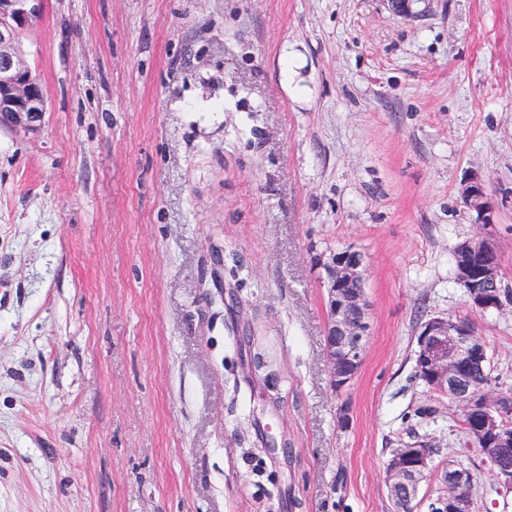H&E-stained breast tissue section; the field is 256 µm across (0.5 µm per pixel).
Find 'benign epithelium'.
I'll list each match as a JSON object with an SVG mask.
<instances>
[{
  "label": "benign epithelium",
  "mask_w": 512,
  "mask_h": 512,
  "mask_svg": "<svg viewBox=\"0 0 512 512\" xmlns=\"http://www.w3.org/2000/svg\"><path fill=\"white\" fill-rule=\"evenodd\" d=\"M46 0H0V121L27 131L38 130L46 112L42 80L26 62L21 44L24 31L44 15ZM470 210L482 227L493 224L486 190L478 178L462 191ZM457 281L467 289V301L479 312H499L506 303L500 297V256L486 235L464 240L455 248ZM327 280V348L332 387L343 391L360 370L370 330V304L365 291L367 261L363 252L352 248L337 251L322 263ZM414 350L418 379L430 393H439L458 404L461 413L475 415L468 425L470 438L482 443L477 448L499 490L512 493V466L495 453L512 447V401L490 388L477 389L468 373L484 368L486 346L471 323L462 317L431 316L417 327ZM437 447L415 440L396 448L385 465L388 495L403 508L417 512H474L466 483L468 472L453 463L441 473L442 488L436 494L419 497L421 485L432 472Z\"/></svg>",
  "instance_id": "7a95c632"
}]
</instances>
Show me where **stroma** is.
<instances>
[{
    "instance_id": "obj_1",
    "label": "stroma",
    "mask_w": 512,
    "mask_h": 512,
    "mask_svg": "<svg viewBox=\"0 0 512 512\" xmlns=\"http://www.w3.org/2000/svg\"><path fill=\"white\" fill-rule=\"evenodd\" d=\"M407 2L49 0L44 122L0 125V512H393L392 449L461 459L414 336L469 317L512 388V312L454 261L476 176L512 288V0ZM346 248L371 328L338 395ZM327 280V348L332 387L343 391L360 370L370 330V304L365 291L367 261L363 252L347 248L322 263Z\"/></svg>"
}]
</instances>
